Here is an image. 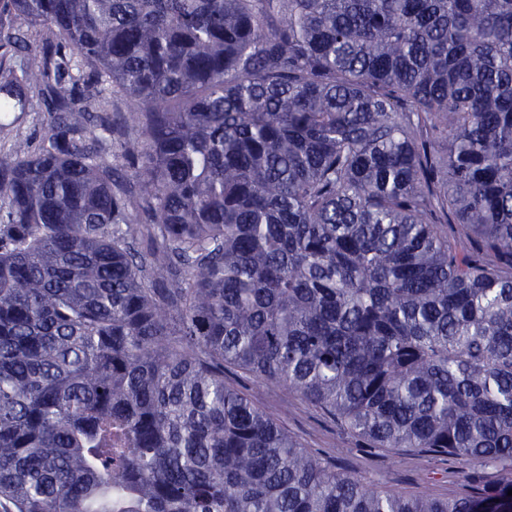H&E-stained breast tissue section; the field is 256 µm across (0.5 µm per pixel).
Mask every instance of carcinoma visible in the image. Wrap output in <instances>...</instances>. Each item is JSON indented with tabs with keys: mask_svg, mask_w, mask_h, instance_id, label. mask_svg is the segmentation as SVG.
Masks as SVG:
<instances>
[{
	"mask_svg": "<svg viewBox=\"0 0 512 512\" xmlns=\"http://www.w3.org/2000/svg\"><path fill=\"white\" fill-rule=\"evenodd\" d=\"M32 96L0 512H512V0H0ZM229 367L494 482L379 491ZM49 120V113L46 112L42 100L34 96L31 99L29 112H27L21 124V131L23 135L33 139L34 142L37 143L45 133Z\"/></svg>",
	"mask_w": 512,
	"mask_h": 512,
	"instance_id": "carcinoma-1",
	"label": "carcinoma"
}]
</instances>
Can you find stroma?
Returning a JSON list of instances; mask_svg holds the SVG:
<instances>
[{"label": "stroma", "mask_w": 512, "mask_h": 512, "mask_svg": "<svg viewBox=\"0 0 512 512\" xmlns=\"http://www.w3.org/2000/svg\"><path fill=\"white\" fill-rule=\"evenodd\" d=\"M228 382L249 394L307 450L332 460L337 470L376 474L387 491L409 496L446 498L456 495L469 472L454 459L398 448H370L308 401L273 385L258 386L249 376L228 371Z\"/></svg>", "instance_id": "obj_1"}]
</instances>
